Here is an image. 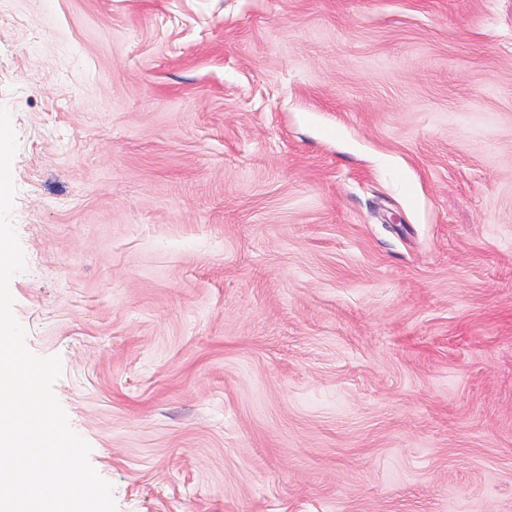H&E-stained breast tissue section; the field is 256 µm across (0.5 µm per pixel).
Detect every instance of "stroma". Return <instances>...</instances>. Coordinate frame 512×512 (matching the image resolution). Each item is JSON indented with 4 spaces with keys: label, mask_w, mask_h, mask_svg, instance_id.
<instances>
[{
    "label": "stroma",
    "mask_w": 512,
    "mask_h": 512,
    "mask_svg": "<svg viewBox=\"0 0 512 512\" xmlns=\"http://www.w3.org/2000/svg\"><path fill=\"white\" fill-rule=\"evenodd\" d=\"M0 107L117 512H512V0H7Z\"/></svg>",
    "instance_id": "35a3bbf8"
}]
</instances>
